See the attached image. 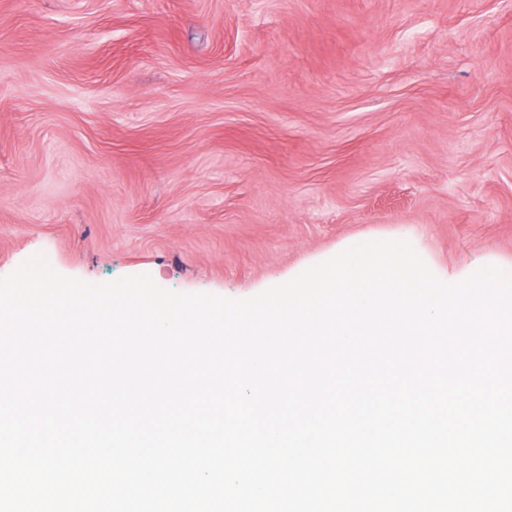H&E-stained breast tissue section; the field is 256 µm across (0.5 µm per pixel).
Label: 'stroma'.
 Instances as JSON below:
<instances>
[{
  "instance_id": "35a3bbf8",
  "label": "stroma",
  "mask_w": 512,
  "mask_h": 512,
  "mask_svg": "<svg viewBox=\"0 0 512 512\" xmlns=\"http://www.w3.org/2000/svg\"><path fill=\"white\" fill-rule=\"evenodd\" d=\"M403 225L512 259V0H0V277L244 299Z\"/></svg>"
}]
</instances>
